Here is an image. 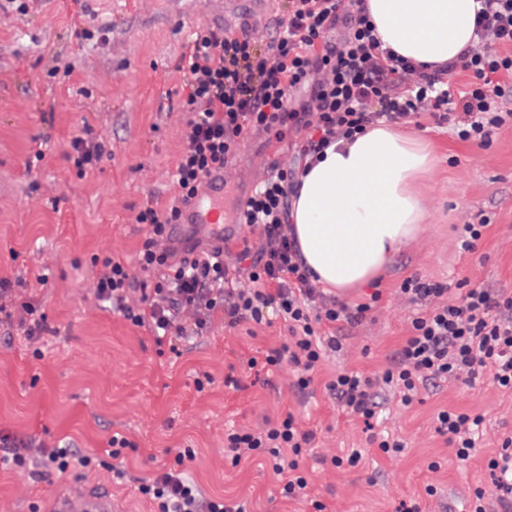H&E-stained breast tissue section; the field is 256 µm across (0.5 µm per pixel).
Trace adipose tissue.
<instances>
[{"mask_svg": "<svg viewBox=\"0 0 512 512\" xmlns=\"http://www.w3.org/2000/svg\"><path fill=\"white\" fill-rule=\"evenodd\" d=\"M384 47L416 63L457 59L474 41L473 0H365ZM436 158L415 133L378 124L339 141L300 174L288 212L318 285L346 293L372 282L427 219L420 184Z\"/></svg>", "mask_w": 512, "mask_h": 512, "instance_id": "1", "label": "adipose tissue"}]
</instances>
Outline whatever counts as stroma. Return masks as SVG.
Segmentation results:
<instances>
[{"instance_id": "35a3bbf8", "label": "stroma", "mask_w": 512, "mask_h": 512, "mask_svg": "<svg viewBox=\"0 0 512 512\" xmlns=\"http://www.w3.org/2000/svg\"><path fill=\"white\" fill-rule=\"evenodd\" d=\"M24 2L22 12L0 9V278L12 284L14 317L34 304L45 330L31 341L0 328V434L22 440L35 457L60 446L104 460L116 433L133 448L114 471L0 468V512H50L56 495L75 485L110 488L124 512H152L137 490L141 479L187 448L195 456L185 467L203 494L246 500L249 512H312L315 500L325 512H396L414 496L423 512H467L474 489L492 484L485 461L512 431V394L486 376L438 382L407 407L388 397L369 429L346 416L325 385L339 372L372 376L392 361L418 311L398 292L407 277L512 289V124L482 149L422 120L438 155L425 189L429 221L379 277L381 298L366 318L324 327L341 348L302 392L289 365L265 362L288 334L279 318L232 327L219 311L202 334L172 350L100 308L89 287L94 257L134 263L146 232L137 212L174 191L185 140L177 64L188 41L198 27L237 22L251 0H87L93 36L83 41L73 35L80 23L74 0ZM47 109L54 115L46 123ZM86 127L107 153L81 174L67 153ZM43 137L49 149L37 162L31 145ZM302 137L291 128L279 142L265 134L247 139L224 174L225 225L272 158L296 162ZM483 220L475 252H463L457 225ZM42 273L49 276L43 286ZM446 408L485 416L468 462L437 430L436 413ZM288 413L316 434L304 461L308 487L293 500L281 496L262 457L234 467L224 456L227 429H259ZM380 434L401 439L403 452L385 457ZM355 450L363 455L356 467L331 466L332 457ZM433 461L440 464L434 472ZM429 483L439 489L432 499L424 495Z\"/></svg>"}]
</instances>
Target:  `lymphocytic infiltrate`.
I'll return each instance as SVG.
<instances>
[{
    "mask_svg": "<svg viewBox=\"0 0 512 512\" xmlns=\"http://www.w3.org/2000/svg\"><path fill=\"white\" fill-rule=\"evenodd\" d=\"M480 3L473 47L460 64L432 73L383 48L364 0H288L286 17L264 44L247 31L200 28L179 63L187 131L173 174L174 195L165 206L149 203L137 213L147 232L135 265L109 255L101 259L93 292L102 308L149 328L160 346L198 335L219 309L234 325H262L277 314L287 322L289 336L266 362L291 364L295 387L310 388L326 352L339 347L336 337L320 333V325L360 322L372 305L325 302L311 282L287 224L295 169L272 166L237 208L238 224L261 242L259 250L246 245L236 255L246 285L233 282L223 245L204 250L174 238L172 228L182 222L185 206L199 196L207 177L239 156L254 131L279 139L285 127L301 130L298 158L304 161L374 123L398 124L426 113L458 139L489 147L507 118L498 100L504 94L500 77L512 76V0ZM342 20L348 31L333 40ZM460 71L468 82L451 92L450 81ZM294 90L309 96L293 103ZM400 292L421 311L394 362L377 377L344 371L326 385L343 413L377 418L382 394H397L408 405L430 380L463 377L472 383L487 375L502 392L512 393V290L414 275L401 283ZM437 422L456 458L468 461L483 415L446 409L438 412ZM315 438L289 415L255 431L230 430L224 446L235 465L246 453L265 457L281 478V495L294 499L308 486L301 461ZM486 467L494 488L475 489L469 512H489L493 498L512 503V433L501 437ZM138 491L154 512H248L245 501L203 496L179 465L142 480Z\"/></svg>",
    "mask_w": 512,
    "mask_h": 512,
    "instance_id": "1",
    "label": "lymphocytic infiltrate"
}]
</instances>
